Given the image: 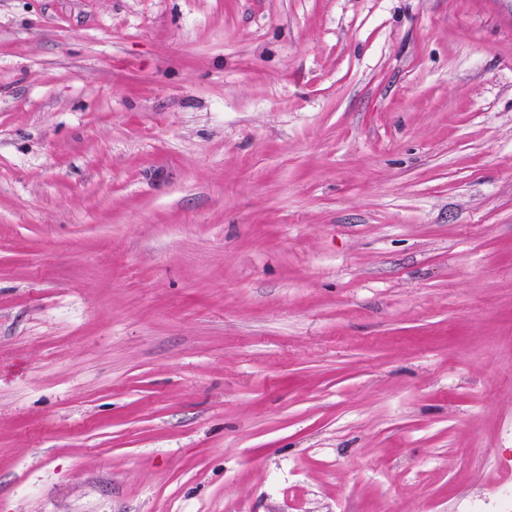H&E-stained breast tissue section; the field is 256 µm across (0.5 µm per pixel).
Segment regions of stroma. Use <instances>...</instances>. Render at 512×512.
Segmentation results:
<instances>
[{"mask_svg": "<svg viewBox=\"0 0 512 512\" xmlns=\"http://www.w3.org/2000/svg\"><path fill=\"white\" fill-rule=\"evenodd\" d=\"M0 512H512V0H0Z\"/></svg>", "mask_w": 512, "mask_h": 512, "instance_id": "obj_1", "label": "stroma"}]
</instances>
